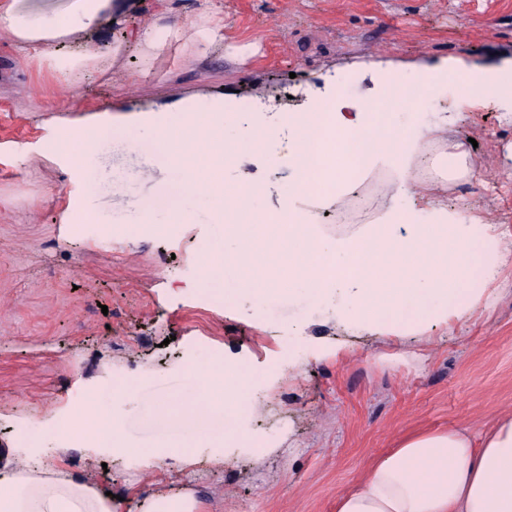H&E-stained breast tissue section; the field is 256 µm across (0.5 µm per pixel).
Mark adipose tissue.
Segmentation results:
<instances>
[{
  "label": "adipose tissue",
  "instance_id": "obj_1",
  "mask_svg": "<svg viewBox=\"0 0 512 512\" xmlns=\"http://www.w3.org/2000/svg\"><path fill=\"white\" fill-rule=\"evenodd\" d=\"M125 7L124 0H0V32L10 37L24 70L50 74L78 94L92 74L110 69L116 49L103 41L67 54L66 40L77 33L96 35L107 13ZM460 98L467 105L512 99V81L496 74L469 79ZM352 107V115L336 112L327 123L315 112L287 115L292 130L288 155L298 172L288 186L289 198L312 195L304 172L312 159L332 150L338 161L324 175L336 190L324 201L340 205L351 182L342 159L350 143L364 135L373 144L364 154V166L384 158L395 171L396 210L346 242L319 235L315 224L289 209L259 208L263 187L251 176H244L234 192H225L226 166L247 156L277 160L274 126L242 124L220 100L204 105L179 101L164 105L167 122L143 126L140 136L178 170L187 195L208 201L222 215L224 249L203 257L205 274L229 275L261 297L280 294L288 280L321 300L351 282L357 290L337 301L335 316L367 328L429 296L453 298L450 319L468 320L483 303L485 286L502 273L499 225L463 203L448 209L420 181L418 170L436 138V126L385 123L384 114L394 108L387 92L354 99ZM102 137L95 125L64 126L45 148L78 171ZM201 377L206 410L247 408L246 373L226 365L205 368ZM123 429L119 418L91 399L65 417L60 439L82 448L107 443L126 458L158 462V455L126 442ZM0 512H117V504L105 486L70 474L56 459L7 460L0 464ZM336 512H512V418L478 440L463 430L405 438L370 465L355 490L338 498Z\"/></svg>",
  "mask_w": 512,
  "mask_h": 512
}]
</instances>
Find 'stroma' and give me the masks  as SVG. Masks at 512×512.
<instances>
[{"label":"stroma","instance_id":"stroma-1","mask_svg":"<svg viewBox=\"0 0 512 512\" xmlns=\"http://www.w3.org/2000/svg\"><path fill=\"white\" fill-rule=\"evenodd\" d=\"M224 49L200 56L194 22L200 0H131L106 18L99 38L118 44L110 72L83 99L45 75L11 76L15 53L0 34V449L24 461L15 428L39 433L37 445H61L56 424L79 394L124 422L126 438L166 454L160 466L114 458L108 448L65 453L71 474L110 485L131 512L143 490L195 489L202 512H335L368 463L419 430L464 429L478 436L512 417V266L488 291L494 305L465 322L437 321L439 301L420 312L415 334L337 325L330 302L306 295L256 298L227 277H204L200 259L224 246L212 207L184 197L177 177L147 141L128 149L130 131L110 134L82 176L44 149L57 128L111 125L109 105L133 123L159 120L156 105L223 96L236 109L280 98V112H306L345 82L351 97H378L390 77L412 80L425 67H512V0H217ZM185 26L181 42L152 52L140 31L163 13ZM33 96L18 94V81ZM459 93L449 86L426 104L402 107L405 124L445 117L443 139H475L473 176L444 182L448 206L469 200L489 223L512 234V104L486 103L451 120ZM263 179L261 203L279 209L296 172L287 156L257 158L224 170ZM136 176L133 189L113 182ZM393 172L377 162L356 187L378 195L367 223L393 206ZM97 219L76 236V212ZM169 219L164 235L135 222L145 208ZM225 293L202 302L199 285ZM237 361L251 377L254 408L241 419L186 417L198 378L191 365ZM131 377V386L112 381ZM191 454L195 465L180 462Z\"/></svg>","mask_w":512,"mask_h":512}]
</instances>
